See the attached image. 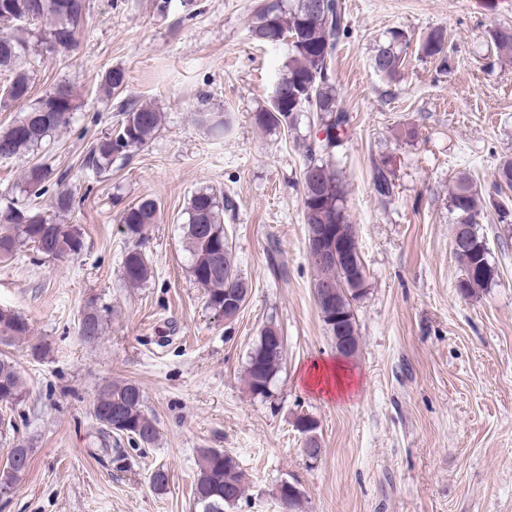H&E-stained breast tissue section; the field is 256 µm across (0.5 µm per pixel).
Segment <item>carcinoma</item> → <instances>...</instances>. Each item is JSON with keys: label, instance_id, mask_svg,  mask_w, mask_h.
Instances as JSON below:
<instances>
[{"label": "carcinoma", "instance_id": "1", "mask_svg": "<svg viewBox=\"0 0 512 512\" xmlns=\"http://www.w3.org/2000/svg\"><path fill=\"white\" fill-rule=\"evenodd\" d=\"M34 0H0V71L7 83L0 87V108L19 105L23 116L0 130V148L7 147L9 159L23 160L58 131L70 125L82 102L68 82L62 99L45 94L32 96V80L26 68L35 55L68 52L78 46L77 35L87 19L86 0H39L40 7L30 9ZM306 0H281L262 5L250 24L252 39L272 50L285 48L287 60L274 89L275 98L253 115L257 126L265 130H291L307 114L316 116V134L305 144L307 160L301 174L302 203L308 233L324 228L350 246V264L340 259L311 262L315 271L316 304L329 330L336 354L353 357L359 350V335L354 304L365 293L364 266L358 241L346 206V188L333 157L343 145L350 118L340 106L332 74V62L339 40L348 36L350 21L344 0H323L324 8L313 13ZM488 43L500 61H512V25L496 24L487 30ZM408 45L399 30L389 32L387 43L372 57V68L387 81L398 77ZM419 54L448 65V35L443 28H433L419 43ZM127 74L121 67L106 73L100 90L114 101L116 122L112 131L97 138L90 146L86 165L94 176L107 178L118 158L130 159L146 146L158 131L163 115L147 102L124 97ZM394 160L383 157L374 165L373 189L381 198L394 194ZM55 181L50 200L52 214L40 209L38 199L46 193V183ZM493 192L482 193L467 174L456 177L448 191V208L455 215L452 252L462 265L457 288L467 296L485 287L493 279L489 248L476 228L481 216V199L488 198L500 224L512 223V208L497 201L503 189H512V158L498 164L492 180ZM23 198L12 197L0 205V259L16 256L29 245L47 257H75L83 249L80 233L60 217L69 213L74 195L67 174L53 172L42 163L23 169L18 186ZM224 194L210 187L196 190L182 212L189 273L202 288L207 306L223 319L233 318L240 307L228 311L232 298L245 302L248 282L239 274L235 257L224 232ZM159 206L149 196L125 208L120 216L129 245L121 260V277L128 288H138L151 275L142 246L157 223ZM103 318L96 302L85 307L80 334L88 341L102 335ZM276 327L261 330L244 371L248 391L266 397L279 372L283 351L271 347L269 337ZM31 335L29 322L12 310L0 308V344L10 346ZM27 388L15 362L0 355V411L13 410L26 400ZM145 394L132 381L113 383L100 390L93 406V417L105 435H126L144 448L159 438L157 421L144 410ZM14 451H9L0 465V497L12 493L24 470L13 465ZM198 474L193 488L195 512H224L245 494L243 472L236 460L218 448L199 449ZM278 493L288 496V512H298L302 493L293 483L284 482Z\"/></svg>", "mask_w": 512, "mask_h": 512}]
</instances>
